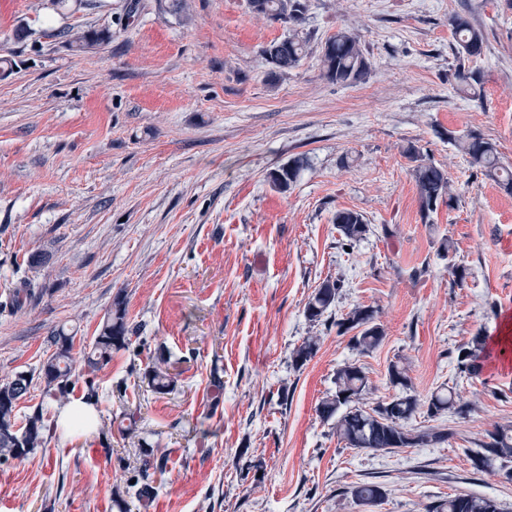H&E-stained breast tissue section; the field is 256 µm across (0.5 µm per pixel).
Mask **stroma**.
Listing matches in <instances>:
<instances>
[{
  "instance_id": "obj_1",
  "label": "stroma",
  "mask_w": 512,
  "mask_h": 512,
  "mask_svg": "<svg viewBox=\"0 0 512 512\" xmlns=\"http://www.w3.org/2000/svg\"><path fill=\"white\" fill-rule=\"evenodd\" d=\"M456 13L482 30L481 55H458ZM342 28L368 62L352 84L320 62ZM67 29L110 38L83 52ZM303 34L307 56L272 80L261 51L288 29L246 0H192L187 22L157 0H0V380L35 376L18 414L57 416L37 378L53 331L79 363L115 301L134 330L90 375L108 433L0 458V512H429L461 492L512 512V484L473 461L512 424V341L476 375L456 363L474 336L504 335L512 305V194L460 147L480 133L512 167V0H308ZM297 156L278 192L271 172ZM419 158L455 194L427 215ZM341 209L371 227L347 251ZM326 279L341 285L334 320L314 323L305 306ZM358 306L385 333L367 354L335 325ZM310 338L316 355L295 367ZM163 359L178 376L160 395L144 374ZM347 363L364 367L368 403L394 395L396 363L420 396L449 385L467 411L419 407L415 425L449 430L439 444L346 448L317 406ZM145 469L142 503L126 488ZM359 482L383 499L357 504ZM305 164L306 160L303 157H297L272 172L270 181L273 187L281 193L288 192Z\"/></svg>"
}]
</instances>
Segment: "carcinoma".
Listing matches in <instances>:
<instances>
[{
  "instance_id": "1",
  "label": "carcinoma",
  "mask_w": 512,
  "mask_h": 512,
  "mask_svg": "<svg viewBox=\"0 0 512 512\" xmlns=\"http://www.w3.org/2000/svg\"><path fill=\"white\" fill-rule=\"evenodd\" d=\"M250 11L273 22L288 25V36L271 42L263 49V55L271 65L270 75L280 76L284 71L300 65L307 53L306 41L299 36L305 21L307 0H248ZM158 8L169 15L188 20L190 0H158ZM448 25L458 44V53L471 57L482 53L483 32L470 20L454 14ZM321 63L325 76L337 83L350 84L359 80L367 71L368 64L361 49L359 36L347 29L338 31L321 46ZM462 150L469 156L472 165L488 176L497 178L499 184L512 193V171L500 175L498 152L495 144L478 133L469 134L462 142ZM306 160L297 157L270 174L273 187L286 193L296 182ZM422 211L430 213L439 202L453 204L455 196L447 174L432 163H419L413 169ZM334 223L346 241L356 242L370 231L363 215L348 209L336 211ZM340 285L329 279L315 289L306 304V315L318 322L335 306ZM347 331L354 330L350 345L361 353L377 349L384 340V331L376 323L375 310L357 307L347 317L337 322ZM129 327L123 302L114 303L104 319L97 336L85 353L84 366L94 372L112 361V353L128 347ZM52 352L42 362L38 378L44 383V396L60 404L70 401L79 375L72 364L74 337L59 329L50 336ZM485 338L475 336L458 348L457 367L468 374L479 372V358L484 350ZM317 352V344L308 339L293 352L297 367L304 366ZM168 361L152 367L145 373L148 387L157 394H167L175 386ZM33 375L26 372L15 374L6 383H0V456L23 459L37 448L45 447L51 433V424L41 404L36 405L22 420H17V407L30 391ZM334 394L323 399L317 408L325 420H334L337 437L346 447L369 450L374 453H395L403 448H421L437 444L448 437V433L435 427H413L409 420L419 409L421 399L412 392L411 380L405 371L393 364L389 368V384L400 392L368 407L363 396L370 388L364 368L355 363L347 364L336 371ZM427 412L431 417L445 413L461 415L465 406L456 400L455 391L445 385L437 387L426 398ZM476 467L495 471L506 481L512 482V424L499 425L487 433L475 451ZM351 497L361 505H373L384 496L377 483H357L350 488ZM431 512H499L496 503L488 498L470 494L450 496L432 507Z\"/></svg>"
}]
</instances>
